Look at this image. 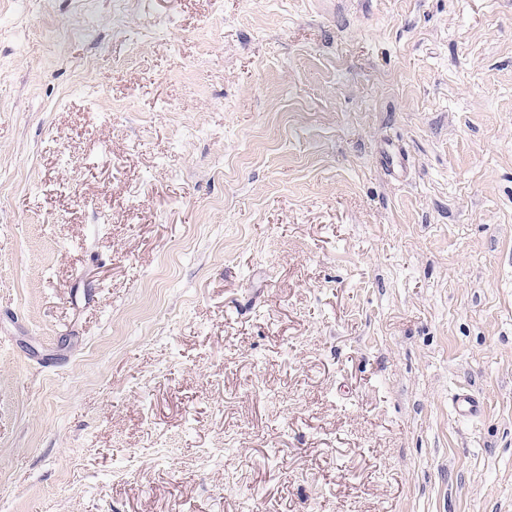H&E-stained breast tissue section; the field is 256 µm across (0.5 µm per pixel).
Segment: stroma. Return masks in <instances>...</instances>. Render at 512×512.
Masks as SVG:
<instances>
[{
  "label": "stroma",
  "mask_w": 512,
  "mask_h": 512,
  "mask_svg": "<svg viewBox=\"0 0 512 512\" xmlns=\"http://www.w3.org/2000/svg\"><path fill=\"white\" fill-rule=\"evenodd\" d=\"M0 512H512V0H0ZM451 407L459 418H474L481 413L482 401L467 388L462 387L452 395Z\"/></svg>",
  "instance_id": "obj_1"
}]
</instances>
